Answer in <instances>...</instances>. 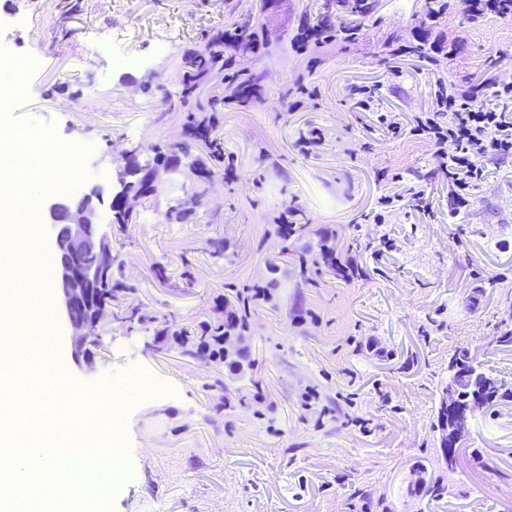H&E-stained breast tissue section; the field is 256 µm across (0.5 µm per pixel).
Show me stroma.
Returning a JSON list of instances; mask_svg holds the SVG:
<instances>
[{
	"label": "stroma",
	"instance_id": "1",
	"mask_svg": "<svg viewBox=\"0 0 512 512\" xmlns=\"http://www.w3.org/2000/svg\"><path fill=\"white\" fill-rule=\"evenodd\" d=\"M428 2L376 0L356 39L317 47L302 43L306 25L350 19L333 0H0V46L37 60L6 118L88 146L79 190L101 189L105 222L123 150L146 161L153 146L186 140L205 154L187 134L184 55L237 27L259 43L233 50L196 91L220 99L210 135L235 177L207 184L188 223L163 218L184 196L176 185L113 224L127 291L86 355H73L59 311L50 344L30 342L58 355L71 389L126 405L130 475L108 512H512V397L475 414L453 460L438 426L457 351L512 384V347L496 343L512 331V157L491 163L454 213L431 145L382 138L377 113L349 101L367 87L405 122L429 109L447 71L512 83V13L472 25L463 0H447L431 25ZM110 29L136 36L97 43ZM397 41L428 51L403 57L396 77L387 48ZM313 126L325 140L307 156L295 141ZM413 187L432 213L410 207ZM384 194L397 202L382 214ZM291 206L305 231L275 233ZM35 231L45 252L24 277L37 302L55 304L47 216ZM327 250L338 270L316 274ZM240 291L250 297L242 370L159 335L163 322L197 330L221 318ZM131 306L150 322L126 321Z\"/></svg>",
	"mask_w": 512,
	"mask_h": 512
}]
</instances>
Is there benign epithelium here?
Wrapping results in <instances>:
<instances>
[{
  "label": "benign epithelium",
  "mask_w": 512,
  "mask_h": 512,
  "mask_svg": "<svg viewBox=\"0 0 512 512\" xmlns=\"http://www.w3.org/2000/svg\"><path fill=\"white\" fill-rule=\"evenodd\" d=\"M122 172L121 168L116 171V186L122 191L121 202L132 217L137 212L139 197L134 190L124 187ZM193 173L194 169L175 160L154 169L152 178L161 190L175 181L187 185ZM100 197L101 191L91 192L88 206L80 210L68 208L63 199L48 205L50 223L64 233L67 241L66 251L57 258L55 284L77 356L85 353L86 343L101 337L112 316V306L93 305V293L104 287L114 263L112 224L100 220ZM448 372L451 378L441 399L443 404L455 408L457 420L448 425L447 434L457 448L468 437L470 420L476 411L488 408L479 392L487 388L499 391L505 388V381L481 370L472 356L467 360L453 358L448 363Z\"/></svg>",
  "instance_id": "7a95c632"
}]
</instances>
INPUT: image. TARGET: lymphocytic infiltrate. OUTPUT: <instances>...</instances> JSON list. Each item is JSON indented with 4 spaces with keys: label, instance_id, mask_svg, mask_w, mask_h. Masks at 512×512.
<instances>
[{
    "label": "lymphocytic infiltrate",
    "instance_id": "lymphocytic-infiltrate-1",
    "mask_svg": "<svg viewBox=\"0 0 512 512\" xmlns=\"http://www.w3.org/2000/svg\"><path fill=\"white\" fill-rule=\"evenodd\" d=\"M512 84H472L443 76L431 111L415 116L413 135L426 140L450 183L455 210L466 209L474 189L489 176L486 160L512 156Z\"/></svg>",
    "mask_w": 512,
    "mask_h": 512
}]
</instances>
